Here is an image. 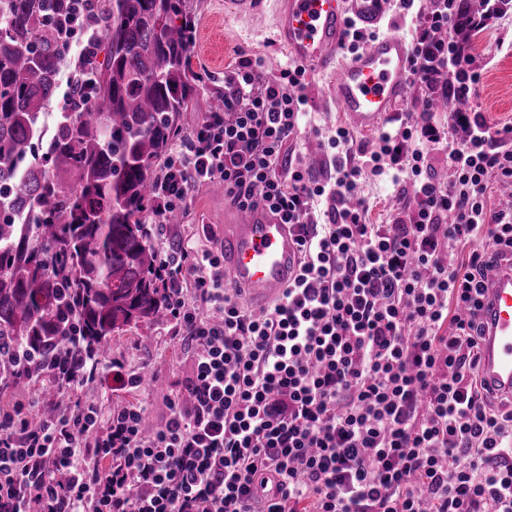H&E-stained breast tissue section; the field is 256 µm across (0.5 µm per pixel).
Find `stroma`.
<instances>
[{
	"mask_svg": "<svg viewBox=\"0 0 512 512\" xmlns=\"http://www.w3.org/2000/svg\"><path fill=\"white\" fill-rule=\"evenodd\" d=\"M273 5L274 0H257L253 15L237 17L225 14L224 0H198V25L191 52L195 68L203 69L209 79L197 93L192 110L180 117L184 133H191L201 123L212 97L224 91L225 72L239 61L262 60L264 73L268 76L289 66L288 57L273 37ZM510 36L512 13L497 20L492 27L473 33L469 39L470 55L484 64L478 91L470 99L469 106L502 126H512V51L499 50L498 45ZM306 82L305 109L311 112L315 128L299 135L296 150L305 155L314 176L326 179L333 175L334 169L319 147L314 131L345 127L349 121L336 106L331 92L333 77L310 74ZM362 194L369 209V223L392 221L397 206L386 181L380 178L365 180ZM188 209L183 223L161 225V233L175 232L191 237L201 249L213 247L225 217L233 213L223 193L208 184L197 186L189 195ZM169 330L166 323L143 325L113 336L109 343L108 357L119 361L126 372L151 367L155 376L151 386L124 389L114 381L110 371L103 370L79 388V397L105 406L138 402L147 406L154 420H161L167 411V395L178 389L190 369L188 350L172 339Z\"/></svg>",
	"mask_w": 512,
	"mask_h": 512,
	"instance_id": "35a3bbf8",
	"label": "stroma"
}]
</instances>
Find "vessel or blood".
<instances>
[{
  "mask_svg": "<svg viewBox=\"0 0 512 512\" xmlns=\"http://www.w3.org/2000/svg\"><path fill=\"white\" fill-rule=\"evenodd\" d=\"M277 37L290 61L335 74L336 105L357 129L381 131L412 94L411 46L394 31L345 56L344 0H277ZM224 276L254 307L278 297L297 272L299 248L288 225L263 207L236 212L219 239ZM478 374L490 394L512 401V262L483 288Z\"/></svg>",
  "mask_w": 512,
  "mask_h": 512,
  "instance_id": "obj_1",
  "label": "vessel or blood"
}]
</instances>
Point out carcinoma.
I'll return each mask as SVG.
<instances>
[{"label":"carcinoma","mask_w":512,"mask_h":512,"mask_svg":"<svg viewBox=\"0 0 512 512\" xmlns=\"http://www.w3.org/2000/svg\"><path fill=\"white\" fill-rule=\"evenodd\" d=\"M72 0H0V382L19 389L74 345L167 320L153 197L200 87L194 0H93L98 39L69 46ZM88 69L84 105L45 109L62 65ZM23 344L29 357H18Z\"/></svg>","instance_id":"carcinoma-1"}]
</instances>
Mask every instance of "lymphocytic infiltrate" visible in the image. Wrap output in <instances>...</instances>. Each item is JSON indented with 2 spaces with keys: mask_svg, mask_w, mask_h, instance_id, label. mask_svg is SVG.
<instances>
[{
  "mask_svg": "<svg viewBox=\"0 0 512 512\" xmlns=\"http://www.w3.org/2000/svg\"><path fill=\"white\" fill-rule=\"evenodd\" d=\"M409 17L414 82L453 69L447 134L426 97L375 148L322 134L334 166L315 177L291 149L306 112L305 69L224 75V109L176 139L153 200L157 219L219 181L230 206L290 225L298 273L255 310L224 286V259L159 241L174 336L190 372L152 431L146 406L72 398L39 421L0 413V512H512V409L477 375L485 257L512 261V128L471 111L480 74L460 38L500 19L448 0ZM443 152L438 179L431 151ZM388 176L401 213L367 221L365 177ZM458 263L450 258L456 251Z\"/></svg>",
  "mask_w": 512,
  "mask_h": 512,
  "instance_id": "lymphocytic-infiltrate-1",
  "label": "lymphocytic infiltrate"
}]
</instances>
